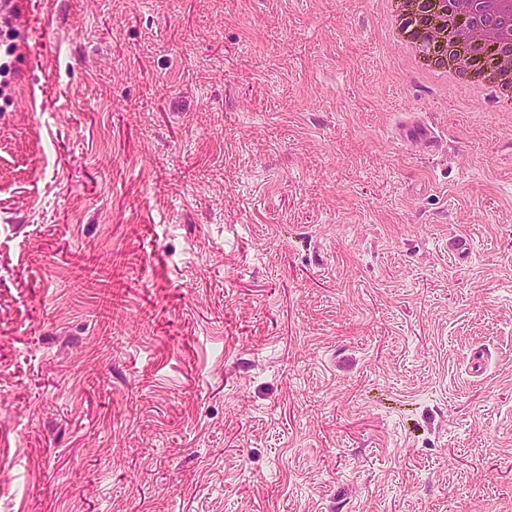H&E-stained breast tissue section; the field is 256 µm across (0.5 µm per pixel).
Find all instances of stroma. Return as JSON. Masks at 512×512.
<instances>
[{"label":"stroma","mask_w":512,"mask_h":512,"mask_svg":"<svg viewBox=\"0 0 512 512\" xmlns=\"http://www.w3.org/2000/svg\"><path fill=\"white\" fill-rule=\"evenodd\" d=\"M9 8L0 512H512L494 93L385 0Z\"/></svg>","instance_id":"1"}]
</instances>
